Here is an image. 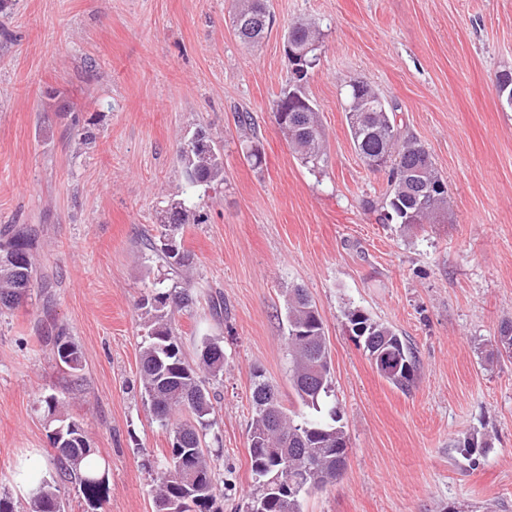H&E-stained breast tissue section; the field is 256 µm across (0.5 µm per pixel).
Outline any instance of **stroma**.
<instances>
[{
  "label": "stroma",
  "mask_w": 512,
  "mask_h": 512,
  "mask_svg": "<svg viewBox=\"0 0 512 512\" xmlns=\"http://www.w3.org/2000/svg\"><path fill=\"white\" fill-rule=\"evenodd\" d=\"M236 0H15L0 36V225L37 232L35 286L0 309V494L27 512L16 472L54 471L39 397L65 394L109 465L102 512H155L157 465L170 447L139 389L146 318L138 307L167 269L147 240L165 201L200 200L205 223L183 240L198 301L176 313L188 358L224 344L216 386V462L224 512L255 490L248 454L254 371L300 410L289 383L285 291L305 288L324 322L348 437L339 480L303 512H512V356L493 351L512 322V109L496 77L512 71V0H267L273 28L244 46ZM322 32L306 86L327 162L304 166L275 124L287 87L282 35ZM398 104L403 133L429 151L448 187L443 222L406 234L377 220L387 175L368 170L345 118L350 81ZM251 112L261 167L242 154ZM89 126L97 144L71 136ZM220 142L224 181L191 186L179 158L197 128ZM221 296L222 314L209 299ZM357 307L413 348L410 391L387 383L350 333ZM64 329L80 381L45 333ZM481 447L467 455L464 444Z\"/></svg>",
  "instance_id": "1"
}]
</instances>
